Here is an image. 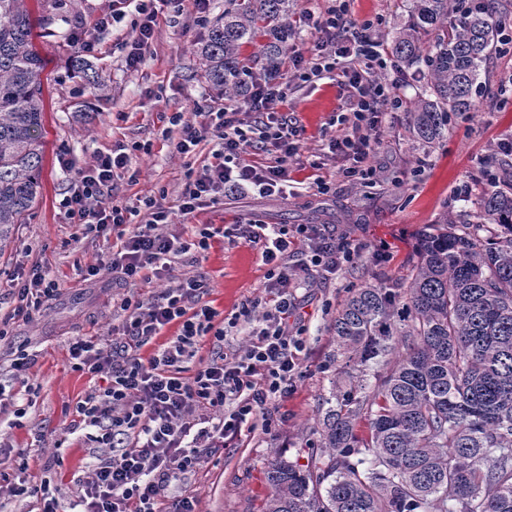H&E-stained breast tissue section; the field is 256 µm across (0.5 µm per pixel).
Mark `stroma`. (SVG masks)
<instances>
[{
    "mask_svg": "<svg viewBox=\"0 0 512 512\" xmlns=\"http://www.w3.org/2000/svg\"><path fill=\"white\" fill-rule=\"evenodd\" d=\"M75 2V13H57L53 37L35 41L45 61L41 193L32 214L25 223L15 225L12 242L0 255V319L6 330L0 340V386L5 389L0 396V447L29 456L31 484L46 479L61 488L68 487L73 476L85 475L89 461L80 434L67 431L71 418L66 406L93 388L87 375L73 369L70 342L92 337L111 347L112 326L124 316L122 298L148 302L165 285L146 281L113 287L107 264L111 245L79 235L60 206L70 176L61 171L58 159L69 158L77 170L116 144L130 146V175L118 182L116 200L132 205L163 189L168 204H175L184 189L187 168L162 133L173 114L188 116L195 107L218 108L224 102L197 71L191 50L203 30L194 26L190 15L163 12L151 52L138 71L129 72L123 58L131 22L137 16L134 5H126L121 20L99 29L95 22L107 0ZM410 7L411 0H349L348 17L357 25L373 21L374 39L386 44ZM77 16L95 32L98 45L93 61L108 85L107 94L95 97L80 92L79 82L66 74L72 50L70 29ZM510 75L512 52L495 50L480 68L474 109L453 116L447 134L428 151L409 132L407 111L423 89L419 76H410L408 83L396 88L405 109L387 117L384 143L371 159L377 176L367 185L343 182L335 159L322 150L330 117L351 108L335 80L326 77L291 89L284 110L304 129L300 155L290 163L296 182L291 196L228 194L223 204L199 211L194 223L167 225V232L189 235L199 224L219 226L258 215L271 224H330L357 242L387 243L391 252L386 259L363 255L347 264L336 279L297 289L299 307L289 323L303 332L305 376L280 404L277 425L256 426L230 445L208 450L195 471L172 482L170 495L192 496L196 512H262L268 493V459L280 454L299 466L307 465L317 441L313 425L318 408L332 388L349 383L344 362L331 359L335 344L330 324L337 310L350 289L365 284L388 286L410 274L420 233L454 205L463 186L473 185L480 161L499 139L512 135V102L501 107L493 102L501 81ZM315 155L321 159L317 170L308 165ZM423 155L429 164L420 171L416 160ZM318 177L335 183V193L316 194L312 181ZM96 263L101 266L99 275L86 279L87 266ZM35 264L57 280L61 294L31 318L13 317L12 280ZM195 275L209 278L211 288L204 300L227 318L245 299L264 294V268L258 254L237 240L215 239L207 252L186 260L176 271L180 279ZM22 353L29 354L31 363L18 371L14 361ZM21 407L27 413L19 418L15 412Z\"/></svg>",
    "mask_w": 512,
    "mask_h": 512,
    "instance_id": "stroma-1",
    "label": "stroma"
}]
</instances>
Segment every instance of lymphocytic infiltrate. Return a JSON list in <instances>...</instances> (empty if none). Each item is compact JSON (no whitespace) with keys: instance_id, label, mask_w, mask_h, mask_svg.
Returning a JSON list of instances; mask_svg holds the SVG:
<instances>
[{"instance_id":"lymphocytic-infiltrate-1","label":"lymphocytic infiltrate","mask_w":512,"mask_h":512,"mask_svg":"<svg viewBox=\"0 0 512 512\" xmlns=\"http://www.w3.org/2000/svg\"><path fill=\"white\" fill-rule=\"evenodd\" d=\"M347 2L332 0L312 19L313 48L309 55L294 57L288 81L255 78L243 101L215 112L199 108L188 119L172 116L176 154L185 158L202 141L214 144L211 162L188 177L176 205L156 198L144 200L139 208L114 201L112 191L130 163L120 146L98 154L73 177L62 200L68 218L84 234L120 242L112 254L113 285L171 278L176 264L207 251L212 239L221 236L258 249L269 295L265 301L245 300L223 322L202 301L209 282L193 276L147 303L123 298L124 317L112 328L111 348L83 337L70 344L75 370L101 381L73 406V427L83 430L92 449L87 475L74 481L70 506L75 512H195L193 497L169 495L170 483L196 468L202 450L224 446L242 430L253 429L256 421L272 423L276 407L300 380L304 342L288 325L296 308L294 291L317 279H332L364 251V244L323 224H268L257 216L219 228L206 224L190 237L162 232L161 227L190 223L198 211L223 202L230 191L287 196L288 163L303 136L296 120L283 111L288 88L330 74L353 107L350 115L336 116V123L348 125L349 131L329 136V152L348 181L373 180L370 159L382 143L383 119L401 111L403 100L393 83L378 77L387 62L371 34L372 22L348 25ZM188 4L197 23H207L212 0H139L126 43V71H137L150 51L160 8L180 14ZM257 151L268 155L267 164L247 162V155ZM17 287L13 314L22 318L31 317L60 291L58 282L39 266ZM241 323L249 326L247 347L224 353L226 328ZM172 324L178 327L176 335L157 344ZM205 337L214 347L211 359L193 376H184V363ZM153 343L157 351L141 360L139 350ZM28 469L29 458L23 454L13 473L0 470V495L33 497L41 504L39 512H59L60 488L46 480L30 485Z\"/></svg>"}]
</instances>
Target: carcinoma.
I'll list each match as a JSON object with an SVG mask.
<instances>
[{"label":"carcinoma","mask_w":512,"mask_h":512,"mask_svg":"<svg viewBox=\"0 0 512 512\" xmlns=\"http://www.w3.org/2000/svg\"><path fill=\"white\" fill-rule=\"evenodd\" d=\"M412 0L392 52L425 81L411 110L430 146L448 115L474 108L481 64L509 5ZM290 0H225L198 42L201 76L244 99L259 34L263 76L278 72L293 31ZM27 0H0V251L40 195L42 73ZM69 72L101 94L94 64L72 52ZM472 211L445 212L421 240L409 277L351 290L333 320L337 352L353 366L393 363L370 388L356 375L318 412V457L302 468L268 460L265 512H512V178L483 186Z\"/></svg>","instance_id":"obj_1"}]
</instances>
